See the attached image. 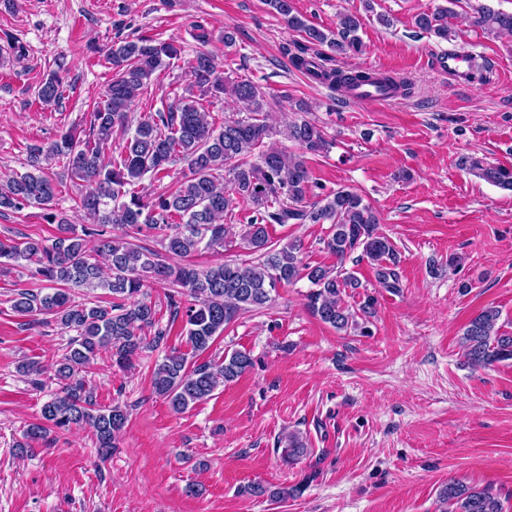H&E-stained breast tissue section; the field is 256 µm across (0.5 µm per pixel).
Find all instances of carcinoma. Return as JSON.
<instances>
[{"instance_id": "carcinoma-1", "label": "carcinoma", "mask_w": 512, "mask_h": 512, "mask_svg": "<svg viewBox=\"0 0 512 512\" xmlns=\"http://www.w3.org/2000/svg\"><path fill=\"white\" fill-rule=\"evenodd\" d=\"M264 4L304 39L291 55L298 70L311 73L320 67L307 57L313 46H326L338 55L359 51L361 17L357 13H339L336 31L326 32L308 23L293 0H264ZM450 14L446 7L423 13L416 25L446 40ZM472 23L489 34L512 33V13L484 5L476 9ZM180 54V45L154 37L113 45L107 53L112 79L103 102L92 111L89 135L83 138L71 128L47 146H30V171L0 182V215L38 207L45 210L46 223L56 225V234L47 241L0 240V269L24 261L34 266L32 275L44 282L42 291L17 292L12 308L21 315H51L61 328L74 333L54 368L60 390L43 404L41 420L29 424L16 441L20 455L33 451L34 444L51 431H67L82 424L92 428L101 456L116 447L128 412L119 405H98L80 374L102 350L112 352L116 366L130 368L140 353L165 341L168 329L160 325L156 305L142 292L147 280L185 289L195 299L185 311L182 331L190 353L171 349L155 362L152 375L155 394L173 412L181 413L252 368L253 358L245 350L201 363L193 358L208 351L241 314L270 307L275 301L273 293L281 286L307 279L311 288L305 300L312 315L338 331L359 327L356 313L342 299L344 289L360 287L358 279L328 266L303 262L300 243L271 242V225L327 224L323 244L338 260L360 248L372 262H396L391 241L379 231L375 211L358 193L339 188L310 199L312 176L306 154L325 153L331 147L320 126L302 120L279 131L273 129L267 123L269 102L263 87L247 78L224 75L221 63L209 52H198L190 63L193 84L185 88L175 108L151 112L129 129L130 111L141 90L157 70ZM323 74L338 91L372 79L363 69L325 68ZM379 81L402 96L411 93V84L404 79L382 74ZM195 88L203 96H228L241 106L243 116L215 126L196 98ZM61 97V81L53 72L39 85L37 99L48 108L59 104ZM117 127L127 132V137L117 155L107 161L104 150L112 145ZM279 135L296 143L301 152L292 154L279 146ZM176 161L187 164L183 180L144 201L135 187L147 175L163 179ZM54 163L62 164L64 174L80 186L77 208L90 220L80 229L55 212L61 181L48 172ZM470 167L482 170V176L496 186L512 190L511 168L483 169L479 161L471 162ZM226 180L232 184L231 194L224 190ZM238 200L246 202L252 212L241 240L258 254L256 261L205 269L172 262L174 257L185 259L224 246L231 232L224 214ZM110 224L130 228L136 235L160 238L163 251L144 249L108 234L106 226ZM74 288H103L112 295V302L76 303L71 298ZM499 319L497 308L485 307L463 329L461 347L472 366L512 361V333L502 330ZM148 329L153 336H146ZM281 442L283 457L288 460L308 451L306 440L297 432L286 434ZM244 491L253 497L275 493L293 497L301 487L273 493L261 483H252ZM440 499L448 505V512L504 510L491 491L459 481L448 482Z\"/></svg>"}]
</instances>
